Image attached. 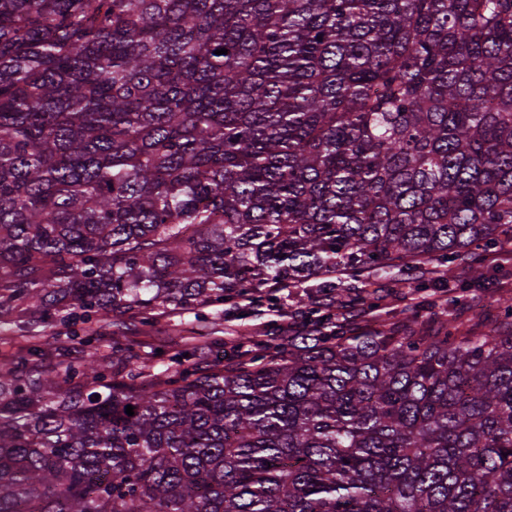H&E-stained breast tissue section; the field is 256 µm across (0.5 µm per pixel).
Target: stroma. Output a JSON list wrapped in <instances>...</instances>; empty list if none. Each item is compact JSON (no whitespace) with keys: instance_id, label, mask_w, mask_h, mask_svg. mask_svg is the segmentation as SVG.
<instances>
[{"instance_id":"obj_1","label":"stroma","mask_w":512,"mask_h":512,"mask_svg":"<svg viewBox=\"0 0 512 512\" xmlns=\"http://www.w3.org/2000/svg\"><path fill=\"white\" fill-rule=\"evenodd\" d=\"M452 286L464 289L469 301L468 306L460 310L463 318H475L482 326L493 323L498 316L496 299L502 295L512 297V254L488 252L481 278H473L470 272L461 269ZM444 297L440 289H416L397 279H382L377 286L351 288L332 297L309 282L286 291L263 290L258 302L237 300L211 307L203 320L197 318L195 312L185 311L161 316L151 327L133 326L118 333L111 324H101L98 353L104 358L110 355L112 336L117 333L122 343L139 352L147 371L158 372L164 361L153 357L154 348L170 352L182 348V338L191 330L222 338L230 345L240 336L270 341L287 332L301 335L306 328V315L311 311L340 315L339 326L347 332L360 330L368 320L378 316L402 323L426 324L430 321L433 304ZM11 319V324L0 327V365L15 362L26 354L31 344L38 345L48 357H56L67 341L65 330L60 326L25 328L27 315L23 311L13 312Z\"/></svg>"}]
</instances>
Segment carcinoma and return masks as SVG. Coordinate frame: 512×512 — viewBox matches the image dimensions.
Returning <instances> with one entry per match:
<instances>
[{"label": "carcinoma", "mask_w": 512, "mask_h": 512, "mask_svg": "<svg viewBox=\"0 0 512 512\" xmlns=\"http://www.w3.org/2000/svg\"><path fill=\"white\" fill-rule=\"evenodd\" d=\"M506 237L512 0H0V318L79 345L0 368V512H512L511 298L480 333L456 297L434 333L91 351Z\"/></svg>", "instance_id": "1"}]
</instances>
